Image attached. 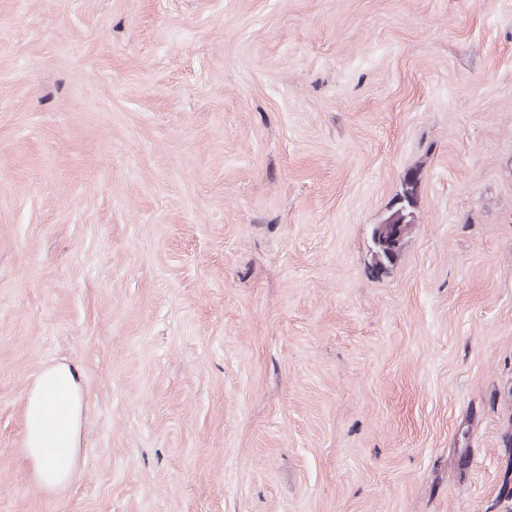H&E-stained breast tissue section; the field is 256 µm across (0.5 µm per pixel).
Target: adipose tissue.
I'll return each instance as SVG.
<instances>
[{"label": "adipose tissue", "instance_id": "obj_1", "mask_svg": "<svg viewBox=\"0 0 512 512\" xmlns=\"http://www.w3.org/2000/svg\"><path fill=\"white\" fill-rule=\"evenodd\" d=\"M81 399L74 371L62 365L46 370L26 400L27 448L44 485L67 483L75 476Z\"/></svg>", "mask_w": 512, "mask_h": 512}]
</instances>
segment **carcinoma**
Segmentation results:
<instances>
[{
  "mask_svg": "<svg viewBox=\"0 0 512 512\" xmlns=\"http://www.w3.org/2000/svg\"><path fill=\"white\" fill-rule=\"evenodd\" d=\"M418 185V171L413 169L410 175L403 178L400 203L387 211L380 222L373 227L376 250L373 263L383 268L398 256L405 238L412 232L410 208L414 204Z\"/></svg>",
  "mask_w": 512,
  "mask_h": 512,
  "instance_id": "obj_1",
  "label": "carcinoma"
}]
</instances>
